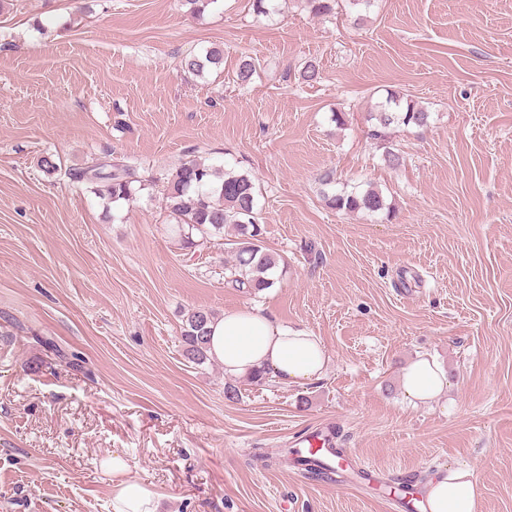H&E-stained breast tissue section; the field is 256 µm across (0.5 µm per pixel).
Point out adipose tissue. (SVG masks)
I'll return each instance as SVG.
<instances>
[{"instance_id":"adipose-tissue-1","label":"adipose tissue","mask_w":512,"mask_h":512,"mask_svg":"<svg viewBox=\"0 0 512 512\" xmlns=\"http://www.w3.org/2000/svg\"><path fill=\"white\" fill-rule=\"evenodd\" d=\"M209 354L227 375H260L283 384L317 381L330 362L326 347L310 331L246 310L225 312L212 322ZM401 385L411 401L428 404L446 393L448 376L433 357L422 355L405 368ZM127 469V462L113 457L112 473L119 478L112 487L113 512H156V492L126 478ZM427 498L429 512H479L477 482L467 467L437 474Z\"/></svg>"}]
</instances>
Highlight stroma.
I'll return each instance as SVG.
<instances>
[{"label": "stroma", "mask_w": 512, "mask_h": 512, "mask_svg": "<svg viewBox=\"0 0 512 512\" xmlns=\"http://www.w3.org/2000/svg\"><path fill=\"white\" fill-rule=\"evenodd\" d=\"M210 47L221 75L182 69ZM390 90L432 114L391 132L396 167L366 121ZM108 153L145 185L111 212L104 184L68 176ZM194 155L254 177L272 288L232 285V228L183 249L162 193ZM327 170L388 213L326 206ZM191 308L308 330L327 372L242 378L228 401L223 365L183 355ZM422 353L448 373L434 405L401 388ZM330 423L378 483L253 457ZM115 455L159 512H389L384 480L459 466L480 512H512V0H277L261 17L249 0H0V512H112Z\"/></svg>", "instance_id": "1"}]
</instances>
